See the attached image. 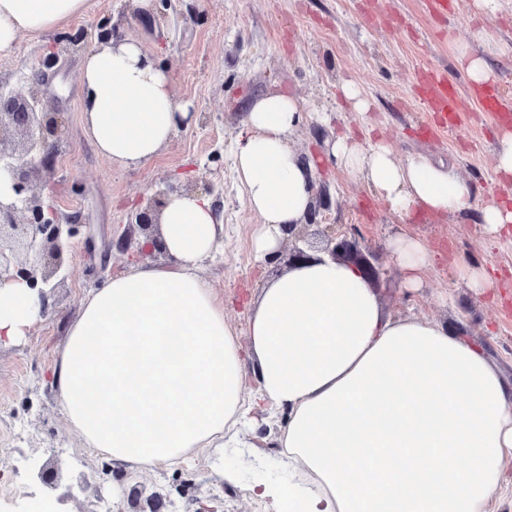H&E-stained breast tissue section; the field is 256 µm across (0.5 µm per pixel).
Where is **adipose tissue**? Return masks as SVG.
I'll return each instance as SVG.
<instances>
[{
    "mask_svg": "<svg viewBox=\"0 0 512 512\" xmlns=\"http://www.w3.org/2000/svg\"><path fill=\"white\" fill-rule=\"evenodd\" d=\"M86 0H0V52L21 33L57 27ZM84 123L122 166L154 159L193 116L167 71L133 40L97 45L82 72ZM294 97L256 99L234 171L257 257L276 250L314 198L313 163L288 145ZM334 156L407 215L471 208V184L384 141L338 138ZM224 231L195 192L170 195L159 241L167 261L129 268L86 298L51 373L59 409L88 447L122 465L165 470L199 448H238L259 419L287 413L283 478L251 493L269 512H489L512 488V383L486 353L440 322L386 315L363 271L325 255L266 282L246 335L200 275ZM42 319L22 282L0 284V342Z\"/></svg>",
    "mask_w": 512,
    "mask_h": 512,
    "instance_id": "adipose-tissue-1",
    "label": "adipose tissue"
}]
</instances>
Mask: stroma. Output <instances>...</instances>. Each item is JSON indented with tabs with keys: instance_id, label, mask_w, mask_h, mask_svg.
<instances>
[{
	"instance_id": "stroma-1",
	"label": "stroma",
	"mask_w": 512,
	"mask_h": 512,
	"mask_svg": "<svg viewBox=\"0 0 512 512\" xmlns=\"http://www.w3.org/2000/svg\"><path fill=\"white\" fill-rule=\"evenodd\" d=\"M111 19L169 73L175 98L189 104L194 123L143 165L124 167L102 157L83 123L81 71L89 44L63 42L65 33L92 30ZM57 62L41 88L39 109L61 122L56 166L43 196L62 219L78 218L76 258L52 308L20 343L0 347V512H140L160 498V512H266L254 499L239 452L209 448L187 463L155 473L132 471L86 448L59 411L51 371L85 296L131 261L116 246L137 209L169 184L204 194L218 210L224 238L202 275L224 299V317L245 333L262 281L288 269L290 241L257 259L252 233L259 217L236 181L232 152L241 119L260 96L279 91L299 103L302 120L289 136L302 158L315 159L314 179L325 193L319 231L354 226L379 246L383 270L375 291L392 316L416 315L460 328L512 380V238L491 241L479 203L501 196L495 171L502 113L512 110V0L495 11L479 0H88L84 14L40 33L21 34L0 53V86L27 93V75L48 53ZM479 56L494 74L499 109L481 111L461 55ZM446 73L462 122L454 133L432 121L418 82L421 70ZM355 85L369 103L354 112L343 97ZM396 159L421 154L450 162L479 190L477 207L442 221L393 212L363 178L329 159L336 137L367 140L369 129ZM421 240L433 256L423 286L403 284L391 243ZM487 262L499 283L474 293L460 260ZM56 472L44 484L39 468Z\"/></svg>"
}]
</instances>
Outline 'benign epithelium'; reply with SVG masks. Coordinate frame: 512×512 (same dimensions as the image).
<instances>
[{
    "label": "benign epithelium",
    "instance_id": "1",
    "mask_svg": "<svg viewBox=\"0 0 512 512\" xmlns=\"http://www.w3.org/2000/svg\"><path fill=\"white\" fill-rule=\"evenodd\" d=\"M120 38L122 35L111 20L97 24V43ZM55 63L56 55L51 52L40 67L31 70L26 96L0 88V97L8 100V105L0 108V173H7L10 181L9 194L0 193V282H26L37 292L44 313L48 311L49 297L64 282L62 273L75 258L72 239L79 232V225L61 223L55 208L43 199L34 177L39 171L52 173L56 163L60 126L50 113L37 111L44 72ZM20 149L33 158V169L17 165L16 154ZM174 191V187L168 189L170 193ZM166 193L151 198L144 208L131 215L128 226L138 228L147 237L153 236ZM318 214L314 205L307 212L306 223L286 228L298 262L309 258L298 243L306 241L304 230L308 225H316ZM323 252L334 260L359 267L373 282L380 279L381 269L373 263L377 254H366L354 231L327 239Z\"/></svg>",
    "mask_w": 512,
    "mask_h": 512
}]
</instances>
